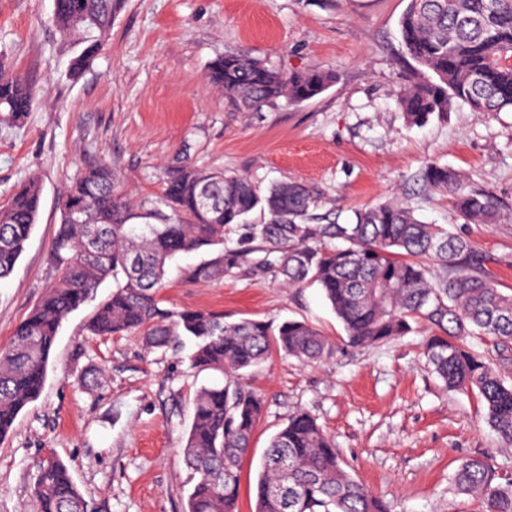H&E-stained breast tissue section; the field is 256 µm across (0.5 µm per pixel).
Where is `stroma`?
<instances>
[{
    "mask_svg": "<svg viewBox=\"0 0 512 512\" xmlns=\"http://www.w3.org/2000/svg\"><path fill=\"white\" fill-rule=\"evenodd\" d=\"M408 0H125L108 42L79 76L81 44L55 30L53 0H0V52L35 84L20 125L0 124V204L38 175V222L12 275L0 280V347L56 281L47 261L60 204L79 169L107 159L136 202L157 196L179 153L260 186L300 181L319 197L317 216L347 223L355 210L399 199L428 224L466 240L485 272L512 293V112L461 106L447 118L408 125L398 97L413 62L399 21ZM234 53L280 72L317 67L336 83L312 100L230 110L207 79ZM431 162L464 173L501 203L495 224H470L447 195L417 177ZM172 261L160 292L168 309H210L227 320L297 319L332 347L315 364L272 351L247 373L264 414L241 465L240 509L251 512L260 459L289 415L315 416L349 472L397 512H480L449 482L462 459L484 457L512 473V445L485 421L477 398L447 389L424 356L420 327L365 347L347 342L321 290L284 287L274 272L236 269L197 283ZM105 280L57 336L40 397L0 440V512H35L40 463L59 458L90 512H183L191 490L181 453L193 395L211 372L192 369L186 349H145L140 335H88ZM99 376L95 386L83 375Z\"/></svg>",
    "mask_w": 512,
    "mask_h": 512,
    "instance_id": "35a3bbf8",
    "label": "stroma"
}]
</instances>
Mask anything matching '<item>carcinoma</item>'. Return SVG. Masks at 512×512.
I'll return each instance as SVG.
<instances>
[{"instance_id": "carcinoma-1", "label": "carcinoma", "mask_w": 512, "mask_h": 512, "mask_svg": "<svg viewBox=\"0 0 512 512\" xmlns=\"http://www.w3.org/2000/svg\"><path fill=\"white\" fill-rule=\"evenodd\" d=\"M125 0H54L52 22L61 37L84 47L70 68L78 74L106 44ZM406 55L415 63L398 100L406 121L421 126L457 105L473 112H512V0H409L400 20ZM207 78L229 108L250 112L285 99L309 101L336 83L320 69L284 74L237 54L211 63ZM34 84L0 54V122L18 125L31 111ZM423 184L444 191L465 220L493 224L500 205L460 172L426 165ZM42 185L33 175L0 205V279L15 269L39 219ZM317 197L299 181L263 190L222 170H200L183 158L166 171L161 193L136 208L112 166L85 164L60 205L49 247L59 273L0 349V439L42 391L62 323L96 294L107 278L112 293L87 325L93 336L142 334L146 349L190 345L191 366L223 382L195 392L182 455L193 486L184 512H238L240 464L250 450L264 401L243 382L272 349L306 363L331 353V344L305 321L279 325L259 319L228 322L204 309L167 310L159 290L167 264L204 252L190 279L211 283L252 264L273 269L289 288L316 284L348 343L367 346L399 339L426 323L434 332L425 354L448 389L475 395L486 421L512 443V384L470 339L495 343L499 363L512 359V293L471 264V247L438 224H424L397 200L354 212L339 224L314 221ZM143 223L136 224L134 220ZM239 227V246L225 245ZM97 230L89 235V228ZM333 240L344 246L329 245ZM456 495L481 512H512V479L499 480L484 459L460 462ZM36 512H86L69 468L40 464L33 488ZM253 512H395L393 504L345 468L336 444L309 413L297 411L270 439L255 484Z\"/></svg>"}]
</instances>
